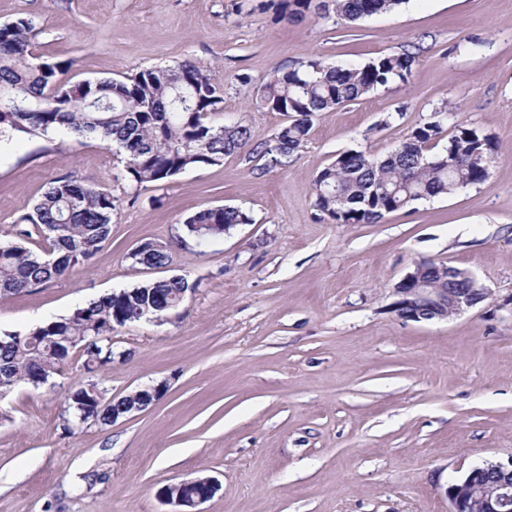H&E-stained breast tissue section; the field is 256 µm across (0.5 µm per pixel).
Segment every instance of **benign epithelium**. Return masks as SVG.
Listing matches in <instances>:
<instances>
[{
    "instance_id": "7a95c632",
    "label": "benign epithelium",
    "mask_w": 512,
    "mask_h": 512,
    "mask_svg": "<svg viewBox=\"0 0 512 512\" xmlns=\"http://www.w3.org/2000/svg\"><path fill=\"white\" fill-rule=\"evenodd\" d=\"M434 265L433 261L424 266L418 263L396 284L394 292L397 300L393 304V312L397 317L416 322L447 319L475 306L486 297L484 288L477 280L461 269L448 272V278L444 281H433L431 271ZM159 395L157 387L151 394L146 395L141 391L132 394V402L125 412L112 415V421L146 409ZM491 467L499 475V479L492 484L479 483L470 472L448 486L449 512H512V459L506 464L493 463ZM201 484V491L189 502L165 492L159 493L158 498L163 504L172 506L170 512H202L200 506L213 499L221 482L209 476Z\"/></svg>"
}]
</instances>
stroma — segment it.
I'll return each mask as SVG.
<instances>
[{
  "label": "stroma",
  "instance_id": "1",
  "mask_svg": "<svg viewBox=\"0 0 512 512\" xmlns=\"http://www.w3.org/2000/svg\"><path fill=\"white\" fill-rule=\"evenodd\" d=\"M265 2L0 0V25L32 19L72 85L207 66L223 122L244 121L256 141L286 122L253 103L275 69L418 54L407 82L318 113L288 166L263 175L233 154L133 189L122 155L95 138L0 142L2 243L60 173L118 199L89 264L0 299V334L149 280L195 286L167 320L112 335L124 360L99 381L111 397L163 386L147 409L65 433L77 353L50 384L0 400V512H166L159 488L208 475L222 489L204 512H448L451 482L512 460V0H409L350 26L279 20ZM442 106L495 143L484 181L376 224L316 210L314 179L337 155L386 156ZM218 206L251 221L203 248L176 244L189 216ZM149 240L173 242L166 268L129 260ZM423 259L469 272L486 298L448 319L397 318L394 288Z\"/></svg>",
  "mask_w": 512,
  "mask_h": 512
}]
</instances>
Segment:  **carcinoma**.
<instances>
[{"mask_svg":"<svg viewBox=\"0 0 512 512\" xmlns=\"http://www.w3.org/2000/svg\"><path fill=\"white\" fill-rule=\"evenodd\" d=\"M407 0H274L271 7L287 20L309 14L354 22L395 11ZM33 20L18 18L0 26V136H46L66 131L76 137L95 135L125 155V179L140 187L184 171L223 163L236 153L263 161L261 169L284 166L309 135L313 118L356 101L379 87L404 82L416 64L410 52L377 56L360 67L328 65L311 60L304 69H276L257 91L256 103L289 117L275 135L254 144L248 125H219L224 92L205 66L184 60L173 66L142 70L124 79L93 80L78 91L60 86L69 62L38 52ZM448 121V109L431 113L383 158L363 152L336 156L317 175L314 206L336 224H375L386 214L412 204L481 183L488 170L480 159L494 150L492 139L474 128L454 126L447 145L434 153L433 140ZM115 198L89 177L66 172L56 176L15 224V242L0 243V297L28 292L87 264L111 233ZM249 216L236 207L204 208L185 221L198 241L211 240ZM43 238L50 258L31 252L24 243ZM172 243L146 241L128 253L132 264L146 268L167 265ZM195 285L183 277L147 281L113 291L25 334L0 336V391L20 382L35 388L50 380L82 350L87 380L65 396L63 430L80 426V417L110 425L112 414L125 410L128 396L111 397L98 373L112 368V333L143 319H160Z\"/></svg>","mask_w":512,"mask_h":512,"instance_id":"cac0c4a2","label":"carcinoma"}]
</instances>
